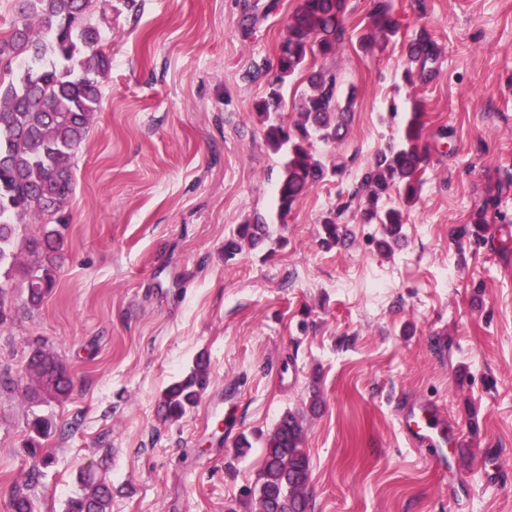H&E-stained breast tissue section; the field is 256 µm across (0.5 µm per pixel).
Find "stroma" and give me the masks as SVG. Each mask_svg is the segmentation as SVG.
<instances>
[{
	"label": "stroma",
	"mask_w": 512,
	"mask_h": 512,
	"mask_svg": "<svg viewBox=\"0 0 512 512\" xmlns=\"http://www.w3.org/2000/svg\"><path fill=\"white\" fill-rule=\"evenodd\" d=\"M376 2L348 0L331 63L358 91L349 131L313 146L344 171L282 220V159L255 114L266 87L248 73L274 61L296 0H97L112 65L61 213L57 286L35 312L14 288L0 326V375L15 381L0 391V512L35 469L37 512H64L90 467L110 512H255L246 491L287 411L302 418L311 512H512V0H391L397 32L370 53L357 40ZM423 27L439 73L412 86L403 46ZM416 100L428 151L402 238L379 251L380 225L354 220L350 242L323 248L320 217L401 143ZM496 182L508 221L478 248L465 229ZM256 214L271 241L225 258ZM38 341L73 380L48 408L61 431L47 466L23 446ZM201 354L208 389L164 420L162 390ZM419 401L459 442L446 464L402 433Z\"/></svg>",
	"instance_id": "1"
}]
</instances>
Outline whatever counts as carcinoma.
Masks as SVG:
<instances>
[{
	"label": "carcinoma",
	"instance_id": "1",
	"mask_svg": "<svg viewBox=\"0 0 512 512\" xmlns=\"http://www.w3.org/2000/svg\"><path fill=\"white\" fill-rule=\"evenodd\" d=\"M95 0H15L17 20L9 39L0 41V61L14 77L0 81V326L11 319L6 296L13 275L21 278L25 303L39 308L55 285V272L62 258L64 237L56 224H42V233L25 234L29 224H41L46 216L60 212L74 191V158L86 140L101 102L96 76L111 65L102 48L104 36L95 20ZM390 0H378L374 35L360 39L363 49L385 47L396 33ZM347 0H297L278 45L276 63L248 73L263 81L268 92L256 105L265 142L285 161L277 183V212L284 219L314 186L342 173V166L326 164L311 150L316 139L336 142L348 131L356 99L350 90L340 101L336 74L317 62L336 58L346 36ZM409 66L406 81L430 82L437 74L440 49L426 28H421L406 46ZM300 75L308 84L299 104L298 118L288 124L283 118L282 88ZM422 106L413 104L412 119L405 127V144L378 154L364 171L351 199L328 210L320 219V243L329 249L345 236L342 227L352 200L363 198L360 220L381 224L386 238L383 249L402 237L405 215L399 208H385L380 200L393 192L406 202L418 195V172L423 163ZM497 195L490 193L473 213L471 223L484 225L497 219ZM271 239L270 224L261 215L241 224L237 234L224 241V256L234 257L243 248L258 249ZM27 252L32 260L18 263ZM25 371L30 380L28 400L38 406L63 402L72 392L67 365L52 351L37 346L29 354ZM210 384L208 359L199 355L191 369L169 384L159 400L167 420L177 421L196 407ZM26 447L31 455L42 452L44 441L56 431L54 420L31 413L27 422ZM300 416L283 414L267 434L262 468L255 485L256 512H307L309 457L303 448ZM81 493L71 497L65 512H109V485L83 471L78 477Z\"/></svg>",
	"mask_w": 512,
	"mask_h": 512
}]
</instances>
